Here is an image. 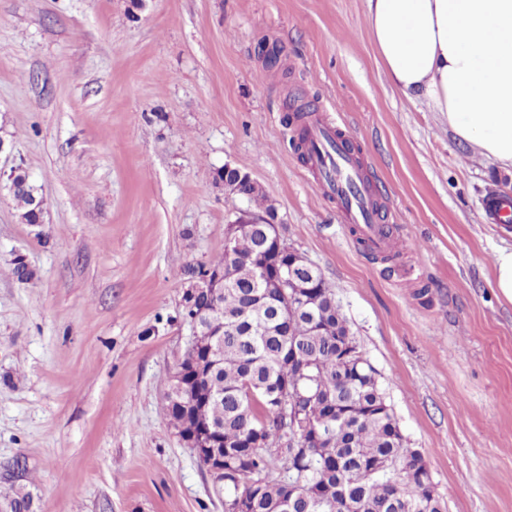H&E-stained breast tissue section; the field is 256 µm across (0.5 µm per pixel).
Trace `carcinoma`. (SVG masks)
Masks as SVG:
<instances>
[{
    "label": "carcinoma",
    "instance_id": "carcinoma-1",
    "mask_svg": "<svg viewBox=\"0 0 512 512\" xmlns=\"http://www.w3.org/2000/svg\"><path fill=\"white\" fill-rule=\"evenodd\" d=\"M10 194L23 224L46 223L34 203L38 190L26 168ZM259 233L239 234L209 267L225 270L223 291L204 299L210 323L224 328V349L195 379L188 411L214 425L224 439V504L238 496L251 512H445L429 498V475L416 466L419 450L395 433L378 373L359 349L346 360L340 345L352 336L332 286L319 274L321 303L290 304L258 280ZM295 396L285 413L275 408L282 383ZM264 431L261 448L246 444ZM322 431L313 442L309 435ZM273 452L282 474L270 473ZM302 481L288 500V479Z\"/></svg>",
    "mask_w": 512,
    "mask_h": 512
}]
</instances>
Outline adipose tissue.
I'll list each match as a JSON object with an SVG mask.
<instances>
[{"label": "adipose tissue", "instance_id": "1", "mask_svg": "<svg viewBox=\"0 0 512 512\" xmlns=\"http://www.w3.org/2000/svg\"><path fill=\"white\" fill-rule=\"evenodd\" d=\"M390 83L425 99L461 146L512 166V0H366Z\"/></svg>", "mask_w": 512, "mask_h": 512}]
</instances>
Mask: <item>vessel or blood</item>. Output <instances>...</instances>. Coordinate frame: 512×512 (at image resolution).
Returning <instances> with one entry per match:
<instances>
[{
	"label": "vessel or blood",
	"instance_id": "vessel-or-blood-1",
	"mask_svg": "<svg viewBox=\"0 0 512 512\" xmlns=\"http://www.w3.org/2000/svg\"><path fill=\"white\" fill-rule=\"evenodd\" d=\"M337 140L338 128L332 121L316 117L306 127L305 150L321 175L320 189L336 199L345 223L354 226L367 250L388 252L396 243L385 236L373 200L362 187L365 167L350 152L332 151L330 145Z\"/></svg>",
	"mask_w": 512,
	"mask_h": 512
}]
</instances>
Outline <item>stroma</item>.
<instances>
[{"label": "stroma", "mask_w": 512, "mask_h": 512, "mask_svg": "<svg viewBox=\"0 0 512 512\" xmlns=\"http://www.w3.org/2000/svg\"><path fill=\"white\" fill-rule=\"evenodd\" d=\"M296 97L366 160L407 242L394 260L293 150ZM0 138L1 493L34 512H224L166 397L192 334L181 272L257 209L213 185L228 163L332 285L447 512H512V302L493 286L512 230L486 209L512 168L392 88L366 0H0ZM17 161L46 223L17 216Z\"/></svg>", "instance_id": "stroma-1"}]
</instances>
